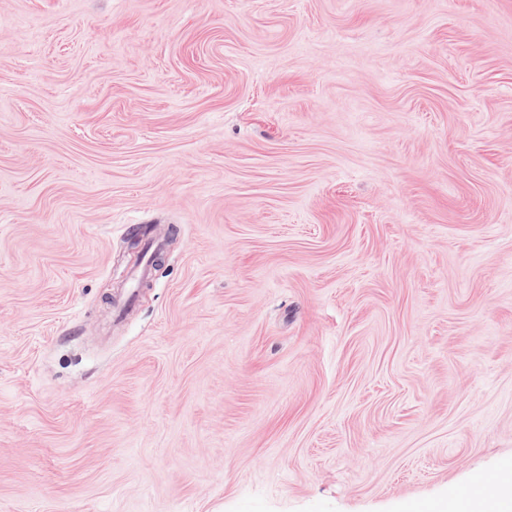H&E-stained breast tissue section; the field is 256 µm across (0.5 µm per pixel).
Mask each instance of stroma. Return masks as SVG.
Segmentation results:
<instances>
[{"mask_svg": "<svg viewBox=\"0 0 512 512\" xmlns=\"http://www.w3.org/2000/svg\"><path fill=\"white\" fill-rule=\"evenodd\" d=\"M511 474L512 0H0V512Z\"/></svg>", "mask_w": 512, "mask_h": 512, "instance_id": "stroma-1", "label": "stroma"}]
</instances>
